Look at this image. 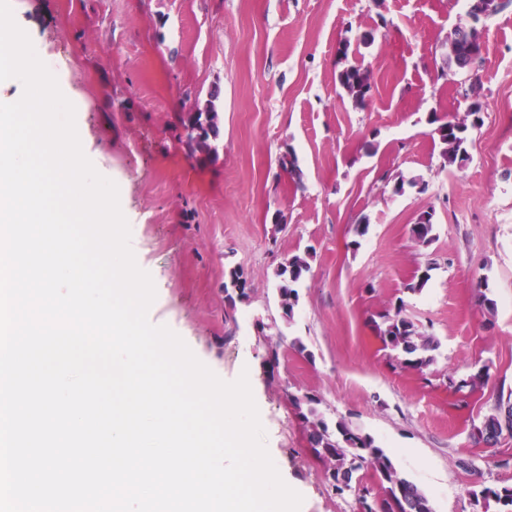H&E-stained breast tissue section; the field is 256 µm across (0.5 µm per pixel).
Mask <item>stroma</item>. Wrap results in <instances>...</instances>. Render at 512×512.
I'll return each mask as SVG.
<instances>
[{"label": "stroma", "instance_id": "obj_1", "mask_svg": "<svg viewBox=\"0 0 512 512\" xmlns=\"http://www.w3.org/2000/svg\"><path fill=\"white\" fill-rule=\"evenodd\" d=\"M16 23L60 69L85 155L119 184L138 266L156 288L148 318L177 333L226 381L248 374L265 443L301 512H351L308 450L289 394L311 393L327 419L370 434L435 512H476V478L512 484V435L474 444L473 423L512 388V8L473 22L467 0H12ZM477 26V75L447 66L448 35ZM346 54H339V47ZM367 69L356 105L339 72ZM219 90L217 158H192L176 115ZM483 123L469 159L444 165L432 116ZM294 152L293 182L279 163ZM424 189L394 191L397 176ZM434 214L426 246L410 226ZM310 252L293 321L272 274ZM240 268L246 300L229 304ZM431 278L407 290L417 268ZM487 277L486 316L472 288ZM404 303L438 343L425 375L392 368L371 319ZM268 324L260 333L258 323ZM300 338L266 364V340ZM487 365L469 408L449 377ZM247 281L243 272L238 268H230L225 274L224 293L230 304H235L236 299L242 301L247 296Z\"/></svg>", "mask_w": 512, "mask_h": 512}]
</instances>
